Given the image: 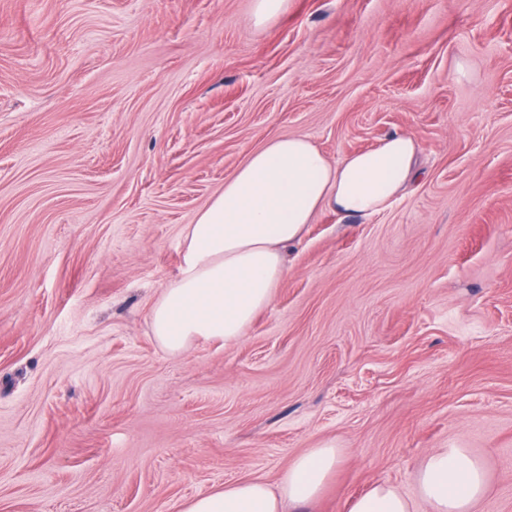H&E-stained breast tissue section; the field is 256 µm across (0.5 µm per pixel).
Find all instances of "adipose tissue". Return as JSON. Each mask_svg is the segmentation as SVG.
<instances>
[{
    "instance_id": "obj_1",
    "label": "adipose tissue",
    "mask_w": 512,
    "mask_h": 512,
    "mask_svg": "<svg viewBox=\"0 0 512 512\" xmlns=\"http://www.w3.org/2000/svg\"><path fill=\"white\" fill-rule=\"evenodd\" d=\"M419 147L391 135L332 164L307 136L276 137L252 151L187 225L182 262L150 309L152 334L168 353L198 340H241L273 299L285 274L284 250L322 211L370 217L403 196L416 175ZM338 461L330 444L308 449L282 472L277 487L247 479L190 499L181 512H287L323 492ZM419 490L429 512H471L485 492V472L464 448L423 460ZM350 512H410L392 485L377 484Z\"/></svg>"
}]
</instances>
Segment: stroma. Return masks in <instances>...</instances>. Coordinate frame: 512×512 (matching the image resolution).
Here are the masks:
<instances>
[{"label":"stroma","mask_w":512,"mask_h":512,"mask_svg":"<svg viewBox=\"0 0 512 512\" xmlns=\"http://www.w3.org/2000/svg\"><path fill=\"white\" fill-rule=\"evenodd\" d=\"M292 134L335 164L407 134L419 174L320 213L240 341L168 354L184 227ZM327 443L298 512H428L438 448L512 512V0H0V512H180ZM288 8V0H255L254 15L258 24L273 21ZM408 500L390 484H376L357 497L350 512H410Z\"/></svg>","instance_id":"obj_1"}]
</instances>
